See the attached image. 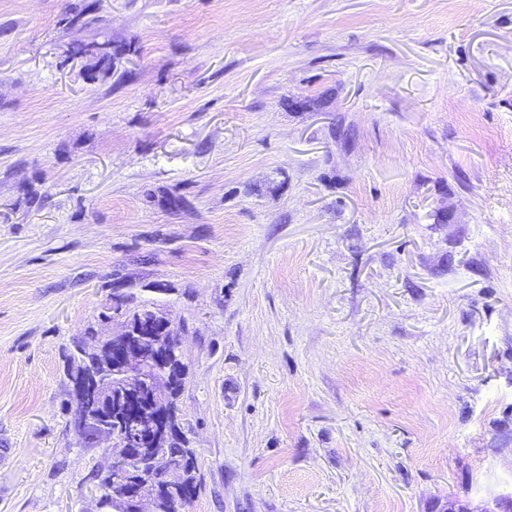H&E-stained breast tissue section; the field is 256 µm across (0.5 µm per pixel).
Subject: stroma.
<instances>
[{
  "label": "stroma",
  "instance_id": "stroma-1",
  "mask_svg": "<svg viewBox=\"0 0 512 512\" xmlns=\"http://www.w3.org/2000/svg\"><path fill=\"white\" fill-rule=\"evenodd\" d=\"M114 287L187 325L189 512L512 491V0H0V512H100ZM124 52V49L112 46L109 41L75 45L67 51L70 55L90 57L91 63L87 67V74L91 80H96L99 76L102 78L112 76V71L116 68V61L121 58ZM91 328V327H90ZM89 333H91V336H84L76 341H73L72 348L69 349V353L67 354V366H66V378L68 380V386H69V394L68 399L65 402V414L68 416V419L66 421V428L74 427L79 428L80 427V421L77 417V401H78V395H79V389L83 386L85 383V376L87 373H89L92 370H98L99 364L96 359L89 356L84 351V344L83 341L87 337L96 338L97 340H101L103 346L112 345V340L114 336H93V330L90 329ZM96 340V341H97ZM98 385L93 383L87 388V386L82 387L81 391L84 392V394H88L86 397L87 400H92L94 396V392L96 391Z\"/></svg>",
  "mask_w": 512,
  "mask_h": 512
}]
</instances>
